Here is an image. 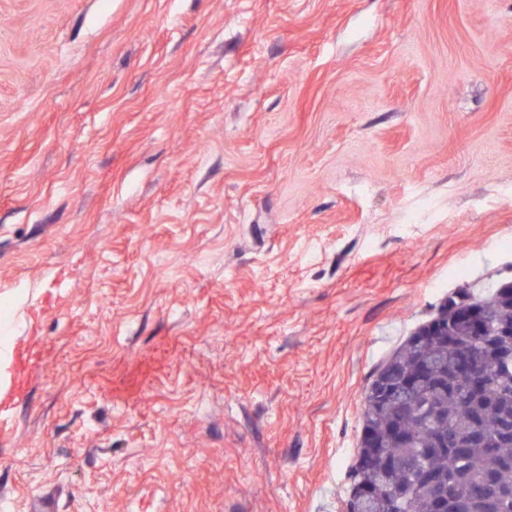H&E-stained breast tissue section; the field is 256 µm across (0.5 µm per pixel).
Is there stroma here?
<instances>
[{
	"instance_id": "stroma-1",
	"label": "stroma",
	"mask_w": 512,
	"mask_h": 512,
	"mask_svg": "<svg viewBox=\"0 0 512 512\" xmlns=\"http://www.w3.org/2000/svg\"><path fill=\"white\" fill-rule=\"evenodd\" d=\"M512 283V0H0V512H346L365 392Z\"/></svg>"
}]
</instances>
